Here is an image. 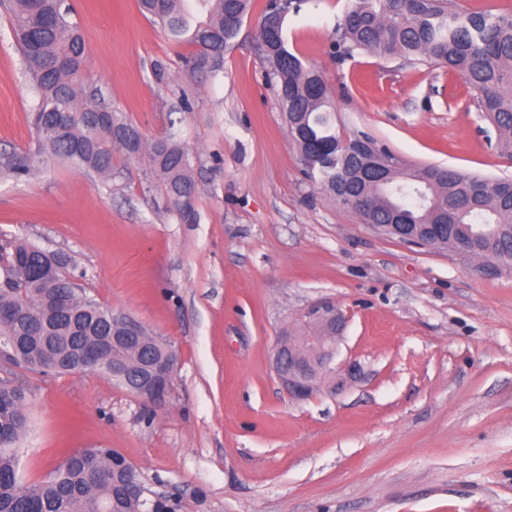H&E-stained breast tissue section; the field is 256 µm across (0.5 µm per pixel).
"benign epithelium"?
<instances>
[{"label": "benign epithelium", "instance_id": "obj_1", "mask_svg": "<svg viewBox=\"0 0 512 512\" xmlns=\"http://www.w3.org/2000/svg\"><path fill=\"white\" fill-rule=\"evenodd\" d=\"M373 228L388 232L397 238L417 245L424 240L411 232L406 224H381ZM300 323L314 325L324 331V335L285 336L274 357V369L282 388L288 396L303 400L319 386L323 377L331 371V363L336 355V347L347 327L348 317L331 300L312 302L301 309ZM112 324L125 328L131 336L139 335L141 323L123 312L112 313ZM17 339L14 336H0V359L14 364L19 361ZM176 357L168 351L158 359H149L140 365H129L123 371L122 384L131 392L154 404L164 401L174 374ZM92 369H112V358L105 355V347L96 346L84 351L74 367L76 372Z\"/></svg>", "mask_w": 512, "mask_h": 512}]
</instances>
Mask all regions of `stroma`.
Returning <instances> with one entry per match:
<instances>
[{
  "mask_svg": "<svg viewBox=\"0 0 512 512\" xmlns=\"http://www.w3.org/2000/svg\"><path fill=\"white\" fill-rule=\"evenodd\" d=\"M70 3L87 82L145 142L175 118L195 221L167 202L144 154L115 151L108 182L56 160L0 180V235L68 254L87 295L177 357L158 406L99 373L0 364L27 396L21 481L101 447L134 467L147 503L174 512H512V268L378 233L307 180L255 54L265 0L223 70L193 77L181 62L192 45L174 44L137 0ZM354 3L303 0L284 22L340 129L367 132L412 169L512 179V153L459 76L364 52L337 63L331 43ZM26 69L0 9V149L21 154L38 136ZM319 299L350 319L334 372L295 400L274 353Z\"/></svg>",
  "mask_w": 512,
  "mask_h": 512,
  "instance_id": "1",
  "label": "stroma"
}]
</instances>
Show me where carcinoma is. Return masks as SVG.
Here are the masks:
<instances>
[{"label":"carcinoma","instance_id":"carcinoma-1","mask_svg":"<svg viewBox=\"0 0 512 512\" xmlns=\"http://www.w3.org/2000/svg\"><path fill=\"white\" fill-rule=\"evenodd\" d=\"M186 0H138L170 38L197 47L187 71L218 73L224 51L238 36L251 0H194L200 19L190 24ZM298 0L274 6L266 0L255 51L266 83L276 89L297 146L304 174L335 200L357 199L367 224H433L450 248L455 235L473 234L478 256L512 264V180H489L430 166L413 171L400 163L388 182L377 184L363 164L367 152L394 156L363 131L336 129L331 95L321 72L290 52L283 34ZM14 38L28 63L36 101L30 118L40 132L25 156L0 152V178L29 179L36 164L60 160L99 176L112 173L113 149L139 154V130L121 117L100 90L84 83L87 57L73 10L66 0H7ZM362 51L419 61L461 77L481 92L478 107L497 126L504 149H512V12L464 9L456 0H357L346 13L332 55L344 60ZM169 122L154 141L149 166L169 201L194 199L192 161ZM0 336L22 337L25 368L65 373L80 347L112 336V310L83 294L66 273L68 258L17 239H0ZM26 394L0 396V512H133L122 470L125 458L110 448H85L65 468L24 484L13 445L27 428Z\"/></svg>","mask_w":512,"mask_h":512}]
</instances>
